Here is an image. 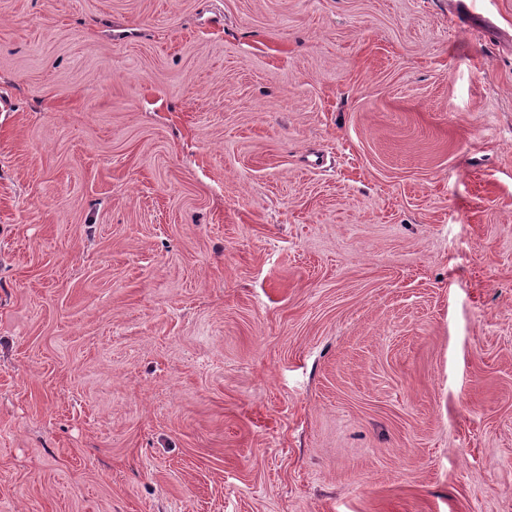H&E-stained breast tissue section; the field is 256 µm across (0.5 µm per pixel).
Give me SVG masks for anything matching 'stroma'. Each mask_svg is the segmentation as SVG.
Here are the masks:
<instances>
[{
	"mask_svg": "<svg viewBox=\"0 0 512 512\" xmlns=\"http://www.w3.org/2000/svg\"><path fill=\"white\" fill-rule=\"evenodd\" d=\"M0 512H512V0H0Z\"/></svg>",
	"mask_w": 512,
	"mask_h": 512,
	"instance_id": "1",
	"label": "stroma"
}]
</instances>
